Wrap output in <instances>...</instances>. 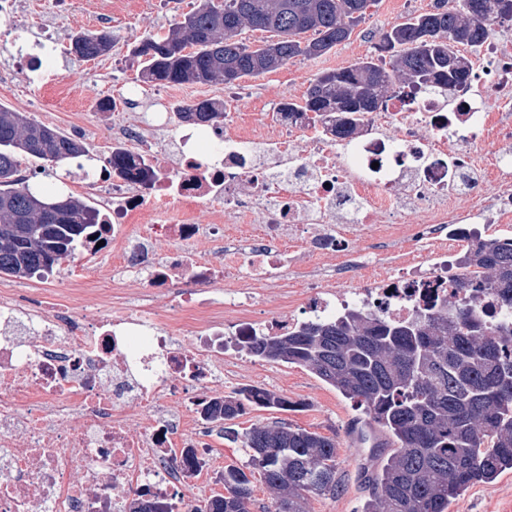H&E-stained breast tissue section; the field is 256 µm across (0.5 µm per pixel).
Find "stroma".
<instances>
[{"instance_id": "stroma-1", "label": "stroma", "mask_w": 512, "mask_h": 512, "mask_svg": "<svg viewBox=\"0 0 512 512\" xmlns=\"http://www.w3.org/2000/svg\"><path fill=\"white\" fill-rule=\"evenodd\" d=\"M196 0H13L9 16L0 15V105L54 127L66 135H78L98 162L93 176L103 175V162L112 151V124L121 120L136 124L156 107L158 96L181 104L215 99L224 104V129L235 122L272 116L284 98L300 99L311 81L322 72L352 65L374 55L382 34L411 14L430 9L431 0H377L349 41L314 59L296 58L276 71L245 77L237 83L158 85L138 78L135 45L150 34H164ZM107 30L112 48L107 55L83 61L70 54L72 34ZM52 37L57 50L50 73L22 75L17 52L22 43L36 44ZM135 87L127 101L107 112L98 104L120 86ZM225 361L234 369L217 382L222 394L243 387L268 390L300 403L297 411L278 413L253 407L235 419L236 429L285 418L303 428L335 437L336 470L342 487L333 496H314L308 512H356L363 502L359 474L375 452L372 432L360 423V411L336 389L305 368L264 361L242 352L228 351ZM448 512H512V472L496 483L478 484L452 501Z\"/></svg>"}]
</instances>
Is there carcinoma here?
I'll return each mask as SVG.
<instances>
[{"label":"carcinoma","instance_id":"1","mask_svg":"<svg viewBox=\"0 0 512 512\" xmlns=\"http://www.w3.org/2000/svg\"><path fill=\"white\" fill-rule=\"evenodd\" d=\"M377 0H198L166 35H149L133 51L142 81L208 84L257 77L297 57L317 58L348 40ZM469 0L460 8L435 0L433 9L386 31L377 46L389 62L367 57L319 74L302 99L278 111L347 132L377 112L401 85L442 94L470 79L460 48L477 50L494 27L512 25V0ZM269 33L250 46L245 29ZM112 34L72 39L86 60L108 53ZM189 124L224 121L223 103L203 99L181 107ZM59 165L86 156L83 142L0 106V273L19 278L51 270L72 257L95 221V210L70 194L30 185L21 160ZM108 165L141 182L153 170L115 151ZM474 278L458 285L468 301L419 312L404 321L354 311L306 322L281 336H254L244 345L261 360L302 366L350 399L372 428L388 437L387 453L364 468L368 496L358 512H448L477 483L512 471V322L490 324L472 304L486 291L512 310V238L490 237L467 250ZM294 411L300 404L262 389H241L213 402L214 417L232 421L246 407ZM224 435L241 440L247 464L224 467V494L195 512H252V477L270 492L264 512H306L308 497L336 495V438L285 421Z\"/></svg>","mask_w":512,"mask_h":512}]
</instances>
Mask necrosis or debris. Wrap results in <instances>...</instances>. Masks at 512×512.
Returning a JSON list of instances; mask_svg holds the SVG:
<instances>
[{"mask_svg":"<svg viewBox=\"0 0 512 512\" xmlns=\"http://www.w3.org/2000/svg\"><path fill=\"white\" fill-rule=\"evenodd\" d=\"M509 99L512 46L492 35L464 90L391 99L347 137L282 116L274 133L228 137L214 124L158 147L157 124L115 127L157 175L148 186L113 175L88 245H109L146 290L95 289L94 311L79 314L0 290V512H131L136 501L194 512L219 424L205 412L209 386L229 371L224 336L299 326L288 269L316 318L365 308L398 321L457 300L468 275L458 248L478 225L512 222V117L498 108ZM208 204L210 223H198ZM151 207L175 222L142 223ZM405 237L427 255L403 251ZM203 239L214 257L190 258L186 245ZM237 274L280 289L281 313L256 322L240 288L216 298L215 284ZM328 278L340 286L331 299ZM157 293L176 300L178 328L155 312Z\"/></svg>","mask_w":512,"mask_h":512,"instance_id":"necrosis-or-debris-1","label":"necrosis or debris"}]
</instances>
